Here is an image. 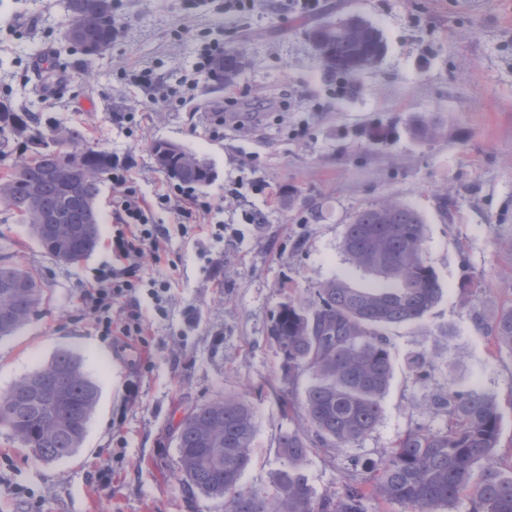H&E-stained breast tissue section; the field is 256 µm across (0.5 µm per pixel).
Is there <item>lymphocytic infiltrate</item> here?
<instances>
[{
  "mask_svg": "<svg viewBox=\"0 0 512 512\" xmlns=\"http://www.w3.org/2000/svg\"><path fill=\"white\" fill-rule=\"evenodd\" d=\"M130 166L127 161H112V266L104 270L95 285L83 294L84 307L106 311L115 299L135 292L139 282L135 277L143 252H151L155 260H162L167 242V230L153 219V210L161 206L184 215L208 217V204L190 192L157 194L147 200L130 185Z\"/></svg>",
  "mask_w": 512,
  "mask_h": 512,
  "instance_id": "f902f5d3",
  "label": "lymphocytic infiltrate"
}]
</instances>
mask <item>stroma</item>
I'll list each match as a JSON object with an SVG mask.
<instances>
[{
	"label": "stroma",
	"mask_w": 512,
	"mask_h": 512,
	"mask_svg": "<svg viewBox=\"0 0 512 512\" xmlns=\"http://www.w3.org/2000/svg\"><path fill=\"white\" fill-rule=\"evenodd\" d=\"M283 3L200 14L182 0H112L120 35L89 62L63 41L66 0H0V100L83 125L91 143L131 161V185L147 197L168 181L152 153L157 141L206 157L214 173L196 191L212 207L208 231L157 211L170 231L166 257L144 254L135 296L112 304L115 320L147 307V329L134 340L104 335L101 314L80 305L112 262L111 181L96 199L99 243L75 263L54 259L0 207V265L33 272L43 287L28 322L0 339V391L60 349L80 357L100 391L69 458H28L0 429V512H224L222 501L183 488L175 432L193 408L231 394L255 411L242 483L269 489L278 437L298 425L281 400H301L312 383L289 381L273 320L330 278L375 286L341 243L355 211L384 200L422 216L442 294L422 319L383 328L393 375L381 419L349 448L311 450L313 493L337 495L351 459L379 461L410 429L445 428L446 415L425 405L451 388L495 400L496 461L512 466V351L491 332L512 306V0H319L309 15ZM346 14L377 26L385 44L354 77L327 74L306 37ZM205 42L246 57L235 83L204 77L190 102L150 108L128 87L122 69L139 64L183 92ZM229 98L252 112L240 126L216 122ZM420 120L435 122L436 135L417 137ZM472 276L481 291L464 289ZM167 277L170 290L151 300V281ZM424 357L434 368L421 377Z\"/></svg>",
	"instance_id": "obj_1"
}]
</instances>
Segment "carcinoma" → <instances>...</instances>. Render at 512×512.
I'll list each match as a JSON object with an SVG mask.
<instances>
[{
  "mask_svg": "<svg viewBox=\"0 0 512 512\" xmlns=\"http://www.w3.org/2000/svg\"><path fill=\"white\" fill-rule=\"evenodd\" d=\"M102 0H70L64 40L75 28L100 38ZM330 74L356 76L380 57L379 30L360 19L346 26L318 24L307 31ZM247 65L245 57L224 51L222 75L229 81ZM23 139V150L12 142ZM158 167L181 184L203 186L212 168L203 156L183 150L162 155L152 146ZM11 159L0 177V204L30 224L39 244L56 260L73 262L91 253L100 237L96 207L100 184L112 172V153L92 145L79 124L42 126L34 112L0 114V160ZM87 170L78 196L68 195L76 178L72 162ZM47 217L55 224H43ZM342 249L356 266L378 279L373 288H353L332 278L315 299L292 300L278 311L271 337L288 378L314 379L300 404L305 426L278 438L281 468L274 491L242 486L254 439V410L242 396H226L194 408L176 434L182 485L224 500V512H368L371 499L397 504L401 512H452L465 497L469 512H512V469L492 464L499 445L495 401L475 390L448 389L433 403L448 415L442 430L412 429L362 476L352 470L336 497L315 499L305 476L313 448L339 451L362 440L382 416V399L392 375L391 355L377 328L410 323L437 303L441 288L424 247V224L410 206L390 200L358 210ZM41 284L28 271L0 267V338L14 334L39 304ZM496 342L512 350V306L493 324ZM99 388L79 357L60 350L43 366L0 392V428L34 460L53 462L73 454L87 432Z\"/></svg>",
  "mask_w": 512,
  "mask_h": 512,
  "instance_id": "obj_1",
  "label": "carcinoma"
}]
</instances>
